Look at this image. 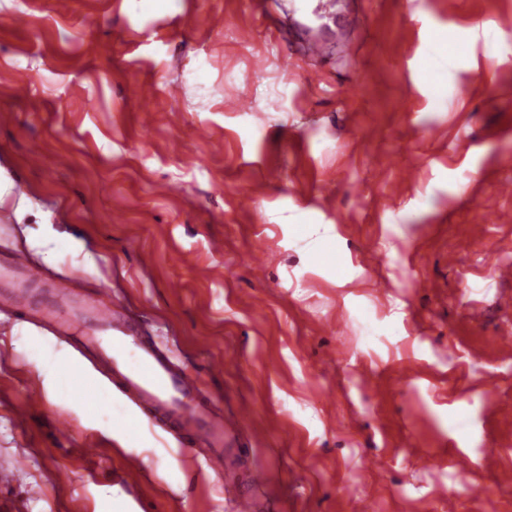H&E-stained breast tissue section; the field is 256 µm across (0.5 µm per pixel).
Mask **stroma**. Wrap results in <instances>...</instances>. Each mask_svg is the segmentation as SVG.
<instances>
[{
  "instance_id": "stroma-1",
  "label": "stroma",
  "mask_w": 512,
  "mask_h": 512,
  "mask_svg": "<svg viewBox=\"0 0 512 512\" xmlns=\"http://www.w3.org/2000/svg\"><path fill=\"white\" fill-rule=\"evenodd\" d=\"M252 2L0 0V253L223 362L203 389L248 413L268 512H512V0H338L318 60L288 0ZM67 371L0 317L10 512H234L223 474ZM7 271L21 273L26 283H39L48 279L43 267L35 262L30 253L24 248H13L8 255Z\"/></svg>"
}]
</instances>
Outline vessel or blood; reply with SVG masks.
<instances>
[{"label": "vessel or blood", "instance_id": "obj_1", "mask_svg": "<svg viewBox=\"0 0 512 512\" xmlns=\"http://www.w3.org/2000/svg\"><path fill=\"white\" fill-rule=\"evenodd\" d=\"M7 269L23 274L26 284L14 289L6 308L14 321L45 322L50 331L92 358L106 378L107 391L119 394L153 425L173 424L185 447L208 448L207 465L235 457L243 430V416L225 418L204 396L201 379L191 368L175 365L160 348L141 336L118 296H91L76 303L69 295H55L44 306H34L28 284L45 280L42 266L22 248H13ZM266 482L259 467L248 468L244 481L227 477L238 512H262L261 490Z\"/></svg>", "mask_w": 512, "mask_h": 512}]
</instances>
